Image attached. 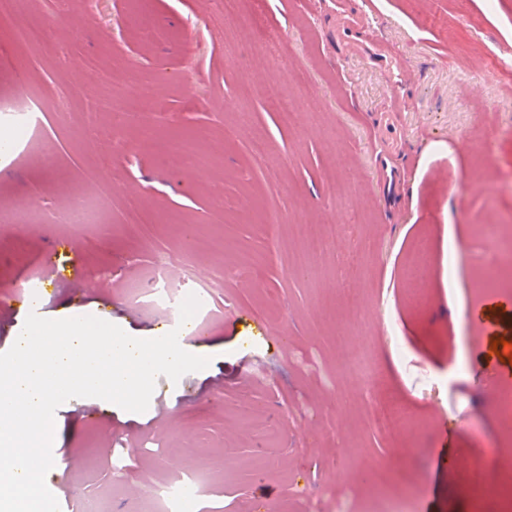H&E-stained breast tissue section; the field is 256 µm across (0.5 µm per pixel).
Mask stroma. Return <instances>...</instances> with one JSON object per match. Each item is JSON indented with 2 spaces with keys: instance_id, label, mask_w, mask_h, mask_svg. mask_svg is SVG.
<instances>
[{
  "instance_id": "obj_1",
  "label": "stroma",
  "mask_w": 512,
  "mask_h": 512,
  "mask_svg": "<svg viewBox=\"0 0 512 512\" xmlns=\"http://www.w3.org/2000/svg\"><path fill=\"white\" fill-rule=\"evenodd\" d=\"M361 2L346 6L391 71L339 50L336 0H241L231 22L219 0H0V106L27 88L57 143L0 172V353L23 328L25 270L59 280L46 318L93 315L136 338L177 326L130 297L158 256L191 262L185 290L213 288L193 318L203 341L182 343L205 369L158 377L142 413L99 398L92 421L73 401L57 409L52 453L68 464L46 484L71 491L69 512H155L151 487L201 460L212 475L192 512H503L476 485L512 482V430L492 402L512 378H483L491 338L512 341V313H492L490 333L463 330L462 310L495 272L480 225L512 226V0ZM15 25L39 41L15 43ZM143 83L153 103L137 98ZM396 98L394 145L379 127ZM392 151L408 174L391 208L375 159ZM96 175L115 179L110 213L56 222L95 198ZM29 200L28 223H13ZM422 239L417 315L405 269ZM495 274L512 293V272ZM353 346L378 385L347 368ZM389 404L417 429L379 434Z\"/></svg>"
}]
</instances>
